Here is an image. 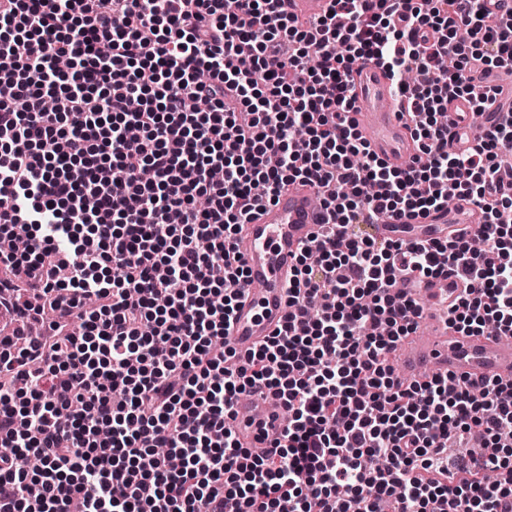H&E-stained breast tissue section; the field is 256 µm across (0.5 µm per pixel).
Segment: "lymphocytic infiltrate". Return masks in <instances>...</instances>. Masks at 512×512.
Here are the masks:
<instances>
[{
	"mask_svg": "<svg viewBox=\"0 0 512 512\" xmlns=\"http://www.w3.org/2000/svg\"><path fill=\"white\" fill-rule=\"evenodd\" d=\"M279 2L0 0V307L22 319L0 333V512H512V384L401 386L416 305L386 288L453 271L454 331L512 336V112L458 150L444 120L459 98L486 110L472 71L512 70V9L330 0L305 25ZM365 59L412 124L407 170L350 122ZM307 181L334 229L301 248L283 327L245 358L216 349L239 231ZM460 196L482 249L363 230ZM264 388L287 424L256 456L229 421ZM454 436L476 450L449 461Z\"/></svg>",
	"mask_w": 512,
	"mask_h": 512,
	"instance_id": "lymphocytic-infiltrate-1",
	"label": "lymphocytic infiltrate"
}]
</instances>
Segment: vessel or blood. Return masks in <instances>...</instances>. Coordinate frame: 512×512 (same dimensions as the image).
Returning a JSON list of instances; mask_svg holds the SVG:
<instances>
[{
    "label": "vessel or blood",
    "mask_w": 512,
    "mask_h": 512,
    "mask_svg": "<svg viewBox=\"0 0 512 512\" xmlns=\"http://www.w3.org/2000/svg\"><path fill=\"white\" fill-rule=\"evenodd\" d=\"M288 14L300 19L323 16L329 0H285ZM356 87L355 122L369 151L393 170L407 169L416 153L409 128L396 107L392 84L373 61L359 62L352 73ZM313 184L281 189L261 204L235 240L247 285L239 300L226 342L239 356L260 347L285 322L286 289L300 248L318 233L322 210ZM480 228L477 207L466 200L423 217L383 216L371 225L380 240L433 241L473 236ZM464 284L452 272L422 278H398L395 289L420 304L415 333L397 346L402 384L449 375L471 382L499 379L512 382V339L488 331L462 335L448 328V314L458 304ZM275 398L261 391L240 399L230 425L249 449L263 445L265 435L280 431L285 420L271 408Z\"/></svg>",
    "instance_id": "1"
}]
</instances>
